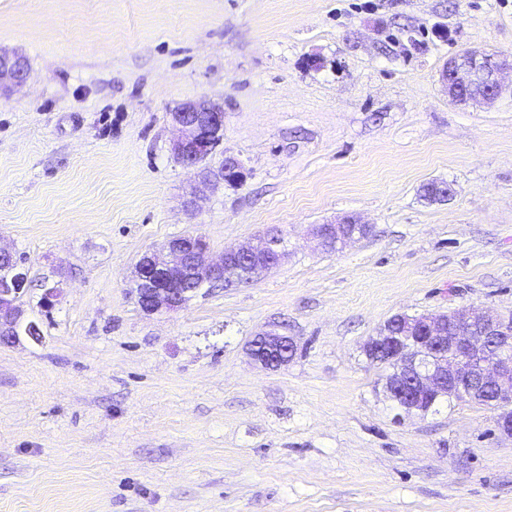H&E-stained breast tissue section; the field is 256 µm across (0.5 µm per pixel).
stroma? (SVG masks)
<instances>
[{
    "label": "stroma",
    "mask_w": 512,
    "mask_h": 512,
    "mask_svg": "<svg viewBox=\"0 0 512 512\" xmlns=\"http://www.w3.org/2000/svg\"><path fill=\"white\" fill-rule=\"evenodd\" d=\"M0 49L28 61L0 97V248L42 335L0 345V512H512L495 411L398 417L363 352L396 314H512V93L441 81L512 57V0H0ZM201 98L208 164L245 172L196 199L170 114ZM346 216L368 235L325 250ZM270 230L274 268L141 311L145 251ZM265 330L297 343L281 368L248 355ZM512 70V59L494 56L486 57L483 52L466 50L450 57L441 74L448 98L467 105L482 101L493 103L502 93L500 75ZM348 224L357 226L354 233H344L345 227ZM367 227L366 224H361L353 217H346L337 224L318 225L315 229V234L325 247L338 248V246L343 247L352 242L356 236H359V233Z\"/></svg>",
    "instance_id": "obj_1"
}]
</instances>
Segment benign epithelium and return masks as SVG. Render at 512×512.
<instances>
[{
    "instance_id": "obj_1",
    "label": "benign epithelium",
    "mask_w": 512,
    "mask_h": 512,
    "mask_svg": "<svg viewBox=\"0 0 512 512\" xmlns=\"http://www.w3.org/2000/svg\"><path fill=\"white\" fill-rule=\"evenodd\" d=\"M512 70V59L487 57L476 50L463 51L448 60L441 74L448 98L467 105L482 101L493 103L502 93L500 75ZM27 64L23 56L0 50V95L21 87L26 80ZM180 137L173 144L177 160L187 168H200L195 191L201 193L224 181L243 176L242 161L226 156L216 170L201 164L212 154L213 135L224 127V107L206 99L188 102L171 113ZM367 228L353 217L315 229L316 237L328 248L345 246ZM286 241L261 238L255 242L224 250L218 259L209 257L208 245L201 236H183L169 241L162 253L146 252L136 266L135 288L141 310L152 315L174 311L186 305L195 293L193 286L222 280L237 281L235 264L242 262L267 270L285 254ZM28 288L27 272L22 263L6 250H0V344L9 345L24 334L40 339L38 326L23 319L22 297ZM400 335L417 337L436 350L448 347L451 356L432 369L419 365L407 368L397 384V395L408 401L420 400L444 390L462 392L467 385L481 380L503 405L496 411L498 432L512 438V355L490 362L480 360L481 352L491 342H512V317L494 308L458 309L446 314L425 315L418 319L398 318ZM295 346L292 337L276 332H262L249 345L251 358L266 368L282 366ZM379 349L399 368L401 346L394 338L369 339L365 350Z\"/></svg>"
}]
</instances>
